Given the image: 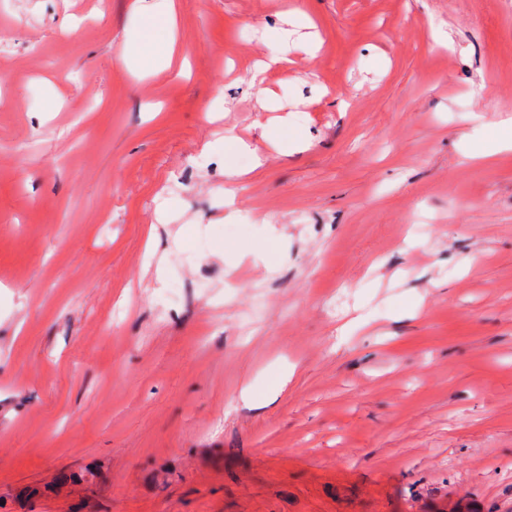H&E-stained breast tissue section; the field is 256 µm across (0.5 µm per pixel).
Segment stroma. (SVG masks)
Listing matches in <instances>:
<instances>
[{
  "label": "stroma",
  "mask_w": 512,
  "mask_h": 512,
  "mask_svg": "<svg viewBox=\"0 0 512 512\" xmlns=\"http://www.w3.org/2000/svg\"><path fill=\"white\" fill-rule=\"evenodd\" d=\"M175 23L0 0V512H512V0ZM135 5L141 15L143 26L138 41L142 53L140 61L146 67L159 68L166 60L171 45L172 19L167 6H143L140 1ZM512 151V118L505 117L497 125L494 136L482 154H497Z\"/></svg>",
  "instance_id": "35a3bbf8"
}]
</instances>
